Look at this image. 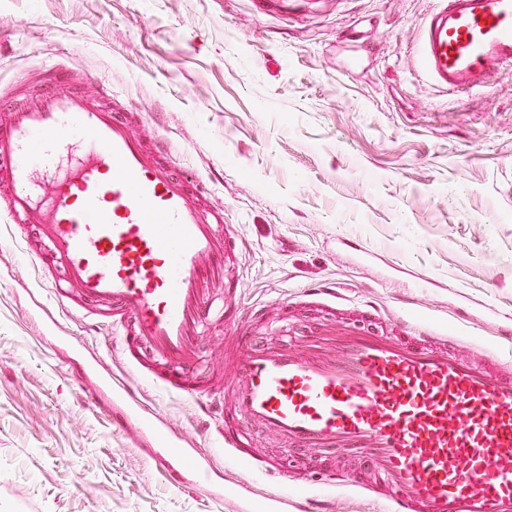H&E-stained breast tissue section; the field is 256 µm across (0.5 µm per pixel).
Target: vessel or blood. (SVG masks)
<instances>
[{
	"instance_id": "1",
	"label": "vessel or blood",
	"mask_w": 512,
	"mask_h": 512,
	"mask_svg": "<svg viewBox=\"0 0 512 512\" xmlns=\"http://www.w3.org/2000/svg\"><path fill=\"white\" fill-rule=\"evenodd\" d=\"M424 22L420 52L433 83L480 85L493 68L512 70V0H438ZM78 93L52 81L27 103L10 102L0 122V185L14 223L33 228L34 261L49 260L58 302L79 296L110 310L127 350L167 374L165 392L186 391L197 339L222 314L230 252L182 176L161 161L169 141L145 145L130 113L106 107L111 82ZM224 324L226 394L239 424L217 445L240 460L259 424L291 448L354 456L355 471L331 470L326 491L377 504L380 512H512V355L467 348L445 330L404 325L399 336L327 323L302 348L250 344L242 331L256 309L235 308ZM84 371L123 405L127 419L155 434L177 478L213 483L206 456L173 435L124 377L86 357ZM280 490L264 512H313L308 480L277 461H248Z\"/></svg>"
}]
</instances>
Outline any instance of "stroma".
Wrapping results in <instances>:
<instances>
[{"instance_id":"35a3bbf8","label":"stroma","mask_w":512,"mask_h":512,"mask_svg":"<svg viewBox=\"0 0 512 512\" xmlns=\"http://www.w3.org/2000/svg\"><path fill=\"white\" fill-rule=\"evenodd\" d=\"M435 0H0V90L65 65L112 82L165 134L170 158L224 202L238 242L230 296L292 308L291 340L327 313L399 335L412 312L469 343L498 344L512 319V76L492 70L448 93L425 74L421 26ZM0 208V512H234L232 494L175 485L155 443L81 376L93 353L125 355L109 315L82 300L55 340L31 293L50 275ZM195 384L224 387V324L200 342ZM139 392L187 437L214 448L220 418L193 399ZM252 450L321 486L335 452Z\"/></svg>"}]
</instances>
